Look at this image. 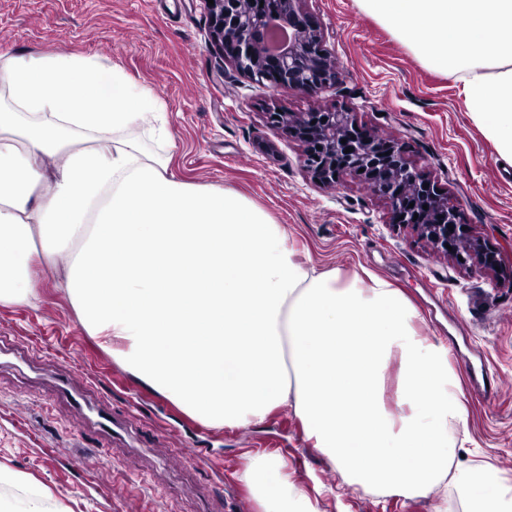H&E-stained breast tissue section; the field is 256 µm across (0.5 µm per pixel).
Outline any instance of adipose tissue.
<instances>
[{
  "label": "adipose tissue",
  "mask_w": 512,
  "mask_h": 512,
  "mask_svg": "<svg viewBox=\"0 0 512 512\" xmlns=\"http://www.w3.org/2000/svg\"><path fill=\"white\" fill-rule=\"evenodd\" d=\"M428 69L461 83L512 164V0H359ZM160 142L149 149L140 131ZM164 106L118 69L64 52L0 54V306L61 283L115 361L213 427L291 409L344 491L413 498L454 487L461 512H512L469 441L448 346L382 277L302 262L288 233L229 188L170 170ZM261 512H321L281 457L238 474Z\"/></svg>",
  "instance_id": "ef3b65f1"
}]
</instances>
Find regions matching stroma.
<instances>
[{"label":"stroma","instance_id":"35a3bbf8","mask_svg":"<svg viewBox=\"0 0 512 512\" xmlns=\"http://www.w3.org/2000/svg\"><path fill=\"white\" fill-rule=\"evenodd\" d=\"M336 61L337 81L312 94H277L239 74L214 47L202 0H0V52L62 51L120 67L164 104L181 180L234 189L285 225L300 260L368 270L422 310L463 381L471 443L455 465L491 463L512 486V166L473 122L455 77L425 68L357 0H305ZM353 112L378 134L409 142L410 161L457 205L460 223L503 257L500 270L458 263L412 230L391 225L383 199L357 177L325 186L267 109ZM40 267L37 307L0 306V505L18 512L26 486L57 512H257L237 479L246 458L273 453L332 512H432L435 495L333 497L338 475L309 448L287 409L247 430L183 413L116 364ZM500 381L490 399L473 382ZM121 429L102 431L96 409Z\"/></svg>","mask_w":512,"mask_h":512}]
</instances>
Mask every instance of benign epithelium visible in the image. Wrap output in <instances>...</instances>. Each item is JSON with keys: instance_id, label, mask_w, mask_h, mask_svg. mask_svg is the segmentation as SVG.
Listing matches in <instances>:
<instances>
[{"instance_id": "benign-epithelium-1", "label": "benign epithelium", "mask_w": 512, "mask_h": 512, "mask_svg": "<svg viewBox=\"0 0 512 512\" xmlns=\"http://www.w3.org/2000/svg\"><path fill=\"white\" fill-rule=\"evenodd\" d=\"M202 2L212 42L241 74L266 80L281 92H315L336 81L321 28L300 9L302 0H281L290 41L276 52L264 47L267 19L277 15L275 0H253L248 10L242 0ZM266 115L272 126L299 142L303 165L316 181L335 185L348 175L360 176L373 194L386 200L391 223L416 232L434 250L460 255L464 262L473 259L488 270L501 264L500 253L481 248L479 239L462 229L456 207L437 192L431 177L411 167L409 146L403 140L383 138L336 107L313 112L273 109ZM347 148L351 152H345ZM450 225L454 230L448 229Z\"/></svg>"}]
</instances>
